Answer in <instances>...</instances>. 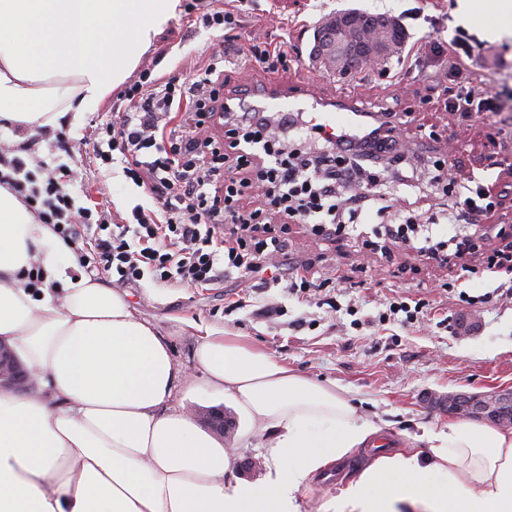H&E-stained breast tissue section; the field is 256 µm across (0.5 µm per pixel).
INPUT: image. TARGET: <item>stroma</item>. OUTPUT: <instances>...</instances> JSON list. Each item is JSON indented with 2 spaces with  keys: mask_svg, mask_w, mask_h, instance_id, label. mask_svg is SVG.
<instances>
[{
  "mask_svg": "<svg viewBox=\"0 0 512 512\" xmlns=\"http://www.w3.org/2000/svg\"><path fill=\"white\" fill-rule=\"evenodd\" d=\"M457 0H223L238 10L243 24L241 44L286 42L288 67L266 73L249 57L228 55L224 64V92H263L270 80L288 85L310 84L321 99L344 97L369 111L393 114L403 163L390 164L385 192L392 204L385 218H372L360 230L371 233L386 221L402 222L413 213L431 216L434 231L451 222L455 207L430 183V163L437 157L458 162L478 184L496 185L498 204L484 219V237L468 255L465 267L442 265L415 250L394 245L390 255L363 247L354 237L323 240L305 225L288 227V252L282 275L299 269L315 280L336 283V306L317 296H296L283 285L249 288L237 278L206 288L160 287L150 279L125 288L136 316L148 322L169 343L177 368L189 378L178 385L173 402L191 412L195 422L207 413L223 411L230 422L223 439L237 456V476L259 479L264 473L261 451L244 446L238 436L246 421L225 403L222 393L205 383L195 361V348L206 332L245 337L289 368L326 384L356 404L361 416L388 422L398 450L427 451L426 431L444 429L449 416L429 398L453 391H494L512 388V270L485 269V257L501 244V227L512 225V42L486 37L482 30L459 23L453 14ZM357 8L372 14L401 18L408 38L403 54L388 71L366 70L342 79L318 69L309 59L313 31L329 13ZM184 9H177L138 68H153L156 76L188 79L190 71L207 65L211 54L223 52L224 34L188 25ZM467 44L457 72L448 70V52ZM484 88L505 100L504 111L453 112L447 99L460 89ZM88 207L111 206L130 217L135 205L153 208L151 197L127 179L121 163L110 172L84 177ZM473 297L491 294L479 307L461 302L460 293ZM424 300L429 318L421 324L370 325L369 317L385 309L393 298ZM282 307L274 320L258 316L263 305ZM358 309L364 326L351 327L347 307ZM306 318L305 328L294 327ZM375 459L362 448L336 461L334 483L317 476L302 492V512H324L325 504Z\"/></svg>",
  "mask_w": 512,
  "mask_h": 512,
  "instance_id": "35a3bbf8",
  "label": "stroma"
}]
</instances>
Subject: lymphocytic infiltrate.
Returning <instances> with one entry per match:
<instances>
[{
	"instance_id": "lymphocytic-infiltrate-1",
	"label": "lymphocytic infiltrate",
	"mask_w": 512,
	"mask_h": 512,
	"mask_svg": "<svg viewBox=\"0 0 512 512\" xmlns=\"http://www.w3.org/2000/svg\"><path fill=\"white\" fill-rule=\"evenodd\" d=\"M220 56L183 84L161 81L151 69L125 85L114 105V119L96 125L93 156L100 165L121 160L123 171L149 194L155 209L135 207L134 224H117L103 209L80 204L68 190L77 173L61 157L70 140L56 134L47 156L29 163L35 140L0 147V187L11 192L40 223L51 225L74 246L80 267L113 273L121 286L151 277L159 285L203 287L232 275L254 279L273 267L289 225H309L313 235H350L366 218V202L384 179L383 171L361 164L365 156L392 153L391 130L356 136L324 134L308 124L316 152L285 143L298 122L293 113L270 119L264 110L220 103L216 73ZM223 109L221 137H211L215 111ZM180 120H173V113ZM432 181L455 202L471 224L481 223L496 206L495 186L469 188L438 158ZM357 183L363 192L343 196ZM423 216H407L384 233L404 244L421 239V255L461 259L469 242L461 234L425 232Z\"/></svg>"
}]
</instances>
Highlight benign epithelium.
<instances>
[{
	"instance_id": "1",
	"label": "benign epithelium",
	"mask_w": 512,
	"mask_h": 512,
	"mask_svg": "<svg viewBox=\"0 0 512 512\" xmlns=\"http://www.w3.org/2000/svg\"><path fill=\"white\" fill-rule=\"evenodd\" d=\"M353 33L369 37V41L361 42L367 65L386 70L383 56L400 37L395 20L387 15L371 17L360 12H342L324 18L315 34L313 57L330 72L342 77L351 75L345 55ZM35 385L33 373L24 367L9 345L0 342V386L29 392ZM445 406L451 414L485 419L503 427L512 425L511 388L487 393H450Z\"/></svg>"
}]
</instances>
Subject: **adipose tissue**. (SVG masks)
<instances>
[{
	"instance_id": "ef3b65f1",
	"label": "adipose tissue",
	"mask_w": 512,
	"mask_h": 512,
	"mask_svg": "<svg viewBox=\"0 0 512 512\" xmlns=\"http://www.w3.org/2000/svg\"><path fill=\"white\" fill-rule=\"evenodd\" d=\"M178 0H0V120L55 127L127 78ZM458 19L512 36V0H457ZM494 25H487V15ZM44 284L26 288L32 265ZM0 187V340L36 392L0 386V512H301L329 464L375 445L385 422L359 418L335 386L294 373L238 336L200 337L207 382L273 432L265 473L234 474L232 450L170 408L180 379L165 339L125 296ZM428 452L389 451L325 512H512V428L449 422Z\"/></svg>"
}]
</instances>
